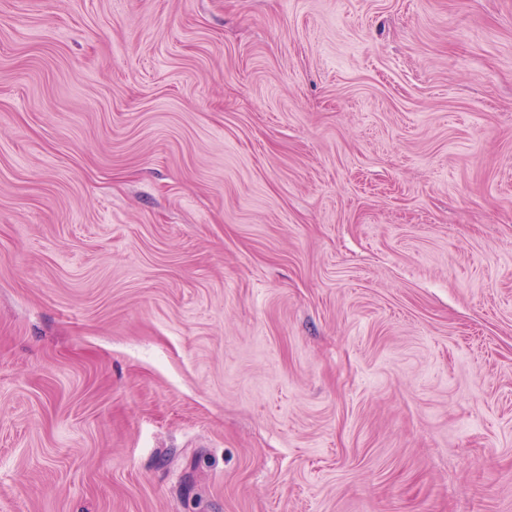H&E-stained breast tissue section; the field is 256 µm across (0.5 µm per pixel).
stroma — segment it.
<instances>
[{"label":"stroma","mask_w":512,"mask_h":512,"mask_svg":"<svg viewBox=\"0 0 512 512\" xmlns=\"http://www.w3.org/2000/svg\"><path fill=\"white\" fill-rule=\"evenodd\" d=\"M0 512H512V0H0Z\"/></svg>","instance_id":"1"}]
</instances>
